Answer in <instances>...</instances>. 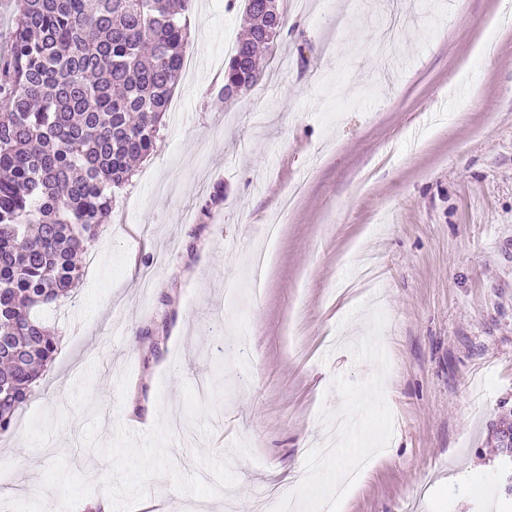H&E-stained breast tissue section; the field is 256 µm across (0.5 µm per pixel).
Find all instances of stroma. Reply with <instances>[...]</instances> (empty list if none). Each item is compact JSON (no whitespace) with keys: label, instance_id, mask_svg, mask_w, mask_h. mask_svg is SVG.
I'll list each match as a JSON object with an SVG mask.
<instances>
[{"label":"stroma","instance_id":"1","mask_svg":"<svg viewBox=\"0 0 512 512\" xmlns=\"http://www.w3.org/2000/svg\"><path fill=\"white\" fill-rule=\"evenodd\" d=\"M306 3L223 102L243 16L196 0L185 111L35 312L57 351L0 434V512H320L363 452L343 512H512V18ZM501 421L504 424H501ZM508 415L499 418L494 430L495 448L502 468V488L506 495L512 494V429L508 428Z\"/></svg>","mask_w":512,"mask_h":512}]
</instances>
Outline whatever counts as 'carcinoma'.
Masks as SVG:
<instances>
[{
	"instance_id": "carcinoma-1",
	"label": "carcinoma",
	"mask_w": 512,
	"mask_h": 512,
	"mask_svg": "<svg viewBox=\"0 0 512 512\" xmlns=\"http://www.w3.org/2000/svg\"><path fill=\"white\" fill-rule=\"evenodd\" d=\"M193 0H16L0 55V433L53 360L32 312L70 296L77 257L114 190L153 151L189 50ZM247 27L218 95L254 87L283 28L278 0H244Z\"/></svg>"
}]
</instances>
